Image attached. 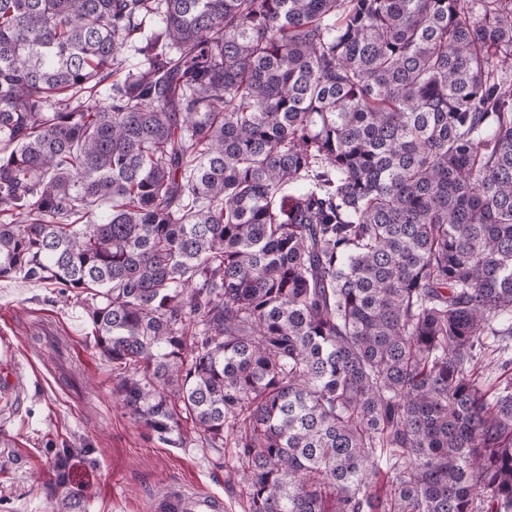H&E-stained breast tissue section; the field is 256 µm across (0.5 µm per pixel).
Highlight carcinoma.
<instances>
[{
    "label": "carcinoma",
    "mask_w": 512,
    "mask_h": 512,
    "mask_svg": "<svg viewBox=\"0 0 512 512\" xmlns=\"http://www.w3.org/2000/svg\"><path fill=\"white\" fill-rule=\"evenodd\" d=\"M13 278L248 512H512V0H0Z\"/></svg>",
    "instance_id": "obj_1"
}]
</instances>
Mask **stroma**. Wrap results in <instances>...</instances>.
I'll return each mask as SVG.
<instances>
[{
  "label": "stroma",
  "mask_w": 512,
  "mask_h": 512,
  "mask_svg": "<svg viewBox=\"0 0 512 512\" xmlns=\"http://www.w3.org/2000/svg\"><path fill=\"white\" fill-rule=\"evenodd\" d=\"M0 367L21 379L0 390V512H50L42 485L55 450L79 449L74 484L88 512H158L161 491L213 493L224 512H248L230 472L233 448H201L148 435L113 394L112 364L96 348L80 299L22 279L0 280Z\"/></svg>",
  "instance_id": "35a3bbf8"
}]
</instances>
